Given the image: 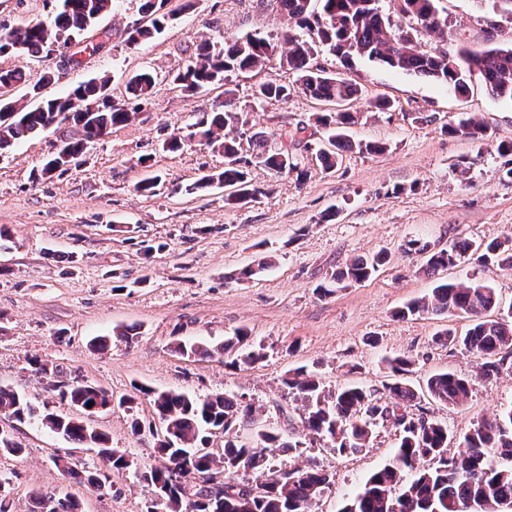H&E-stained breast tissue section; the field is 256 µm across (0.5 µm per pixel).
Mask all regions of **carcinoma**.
<instances>
[{
	"label": "carcinoma",
	"instance_id": "obj_1",
	"mask_svg": "<svg viewBox=\"0 0 512 512\" xmlns=\"http://www.w3.org/2000/svg\"><path fill=\"white\" fill-rule=\"evenodd\" d=\"M112 0H62V5L49 21H39L0 34V56L39 54L55 43H66L84 35L94 27ZM170 0H142L144 21L127 29L126 42L131 46L160 34L174 20L166 10ZM279 11L296 26L308 31L309 38L287 30L283 34L284 50L270 41L246 35L224 38L222 42L200 45L195 60L175 76L185 91L193 93L215 82L229 84L237 72L250 71L266 65L279 55L280 66L299 74V88L314 99L340 103L355 97L358 89L346 79L327 72L315 63L317 45H323L343 60L366 57L403 73L431 78L455 93L470 87L472 76H481L486 90L493 97L512 103V43L481 51L460 48L454 51L425 50L414 34L383 14L378 0H271ZM399 13L416 21L426 32L441 35L447 27L435 0H398ZM108 80L93 78L75 87L65 97L45 98L35 108L18 106L0 97V152L13 148L24 139L60 127L73 129L64 138L70 153L79 155L101 131L126 124L137 107L147 101L155 85L149 71L132 76L128 82L134 107L124 108L102 104L84 120L86 110L98 103ZM293 88L270 79L253 91L256 101L276 99L286 102ZM358 112H328L315 118L323 129L324 141L316 152L321 166L330 170L343 159V153L381 155L386 146L379 142H351L342 130L356 124ZM247 113L224 100V109L213 116H202L189 125L185 135H174L164 147L174 151L193 142H200L224 153V169L204 175L193 186L195 190L214 185L230 190L231 203L248 202L261 193L251 184L249 167L262 166L276 175L305 172L290 158L288 150L268 145V138L255 133L256 152L240 156L236 138L224 130L242 132L248 125ZM450 135L473 142L489 139L488 127L473 117L463 118L447 127ZM408 252L424 255L422 266L431 275L470 261L479 266L489 264L512 270V239L473 244L454 240L448 247L431 250L418 240L407 243ZM387 261L378 253L371 258L358 257L336 270L332 282H358L369 278ZM500 306L497 289L477 280L440 284L426 300H414L398 312L402 317L421 314H464L472 321L468 332L458 337L445 329L435 342L457 344L481 359L479 376L490 379L512 369V307L496 319L487 313ZM248 332L240 330L235 339L224 343L228 351L242 346L234 365L254 364L264 354L245 347ZM396 380L388 385L389 403L372 404V393L359 387H339L325 393L321 384L304 368H298L282 380L286 395L302 403L300 420L307 435L333 443L340 454L354 453L366 447L375 419L390 420L401 433L399 447L393 458L375 472L342 509V512H512V408L492 420L482 419L464 434L465 451L448 457V444L454 434L448 426L425 413L409 411L417 400V392L399 377L410 372L411 360L396 356L387 361ZM470 381L452 372H443L427 380L430 397L440 403L458 405L467 398ZM151 397L155 414L164 427V438L154 448L159 464L140 472V479L151 491H160L165 502L163 512H311L328 488V477L318 466L306 464L290 470L270 467L269 456L277 451L298 452L300 440L255 426L258 414L254 405L234 393L205 397H189L176 391L140 389ZM60 400L80 408L83 416L58 415L50 411L36 413L32 404L10 387L0 386V411L15 420L35 419L52 432L61 434L83 447L105 452L102 461L116 471L133 465L129 457L108 447V437L91 425L86 415L107 407V392L86 382L74 381L58 386ZM92 407H87L88 403ZM253 427L252 441L239 439L238 429ZM216 434L224 435V446L197 448ZM428 458L434 466L421 470L411 478L406 472L415 469L417 461ZM265 471L257 492L248 500L239 499L234 487L246 484L245 475L254 470ZM219 481L227 491L219 497L212 494L209 483ZM33 512H79L81 503L72 494L61 497L33 496Z\"/></svg>",
	"mask_w": 512,
	"mask_h": 512
}]
</instances>
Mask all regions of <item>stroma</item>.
<instances>
[{
	"label": "stroma",
	"mask_w": 512,
	"mask_h": 512,
	"mask_svg": "<svg viewBox=\"0 0 512 512\" xmlns=\"http://www.w3.org/2000/svg\"><path fill=\"white\" fill-rule=\"evenodd\" d=\"M182 3L170 0L177 12L173 25L137 47L127 44L126 31L142 19L140 0H113L83 38L54 46L49 56L0 57V67L22 71L10 96L26 106L34 103L33 86L64 96L99 77L108 80L112 104L123 106L131 76L146 68L158 74L142 111L92 143L67 170L39 175L62 139L54 129L0 154V227L8 232L0 240V386L64 413L69 407L60 403L52 378L103 388L117 404L93 424L135 462L126 471L108 472L94 453L76 449L39 423L0 412V428L23 448L21 456H0L13 512H31L34 494L65 492L79 498L83 512H144L151 490L138 471L154 464L156 438L146 430L133 434L131 423H156L145 394L149 388L190 396L231 391L260 408L264 428L305 439L296 404L281 384L289 371L305 367L327 391L362 386L383 403L391 381L384 360L402 355L413 363L407 381L419 393L414 413H427L455 433L512 407V371L482 379L477 358L435 343L442 329L465 333L468 319L398 315L436 283L422 272L421 256L407 252L409 240L441 248L458 238L487 242L512 236V155L496 148L512 142V103L494 98L478 81L457 94L434 80L364 57L344 61L319 48L321 66L362 90L361 99L345 105L361 114L348 131L351 140L387 147L376 157L347 153L341 165L326 171L315 158L322 130L314 118L334 111V104L299 91L285 103H255L256 84L270 78L297 82L296 72L270 61L233 76V104L247 111L254 129L294 132L288 151L307 177H277L251 167L250 178L263 195L230 204L222 187L193 189L204 174L223 169V153L197 143L174 152L162 147L171 134L186 133L190 123L220 109L225 87L190 94L172 78L201 43L247 33L272 40L286 20L257 0H196L188 10ZM56 4L0 0V33L48 20ZM437 6L447 21L445 36L422 37L426 48L512 42V15L493 0H437ZM49 71L54 78L48 82ZM376 98L390 100L392 109L367 111V100ZM463 115L482 121L491 143L449 135L446 125ZM302 125L307 135L295 132ZM152 176L160 181L157 191L139 192L138 183ZM380 251L388 260L369 279L323 292L339 267ZM269 254L273 267L241 277V270ZM470 276L497 288L503 305L512 304V271L462 264L444 273L453 281ZM127 328L135 331L129 340L120 335ZM241 329L264 357L235 368L222 345ZM96 336L109 337L107 349L90 346ZM180 342L204 351L180 354ZM33 356L55 369V376L30 366ZM441 371L469 379L464 402L443 405L428 396L427 379ZM398 442V429L381 419L359 453L339 454L330 442L316 439L303 455L278 452L270 464L289 470L317 462L330 485L313 512H341L392 459ZM67 455L78 471L111 473V494L99 495L62 475L53 459Z\"/></svg>",
	"instance_id": "35a3bbf8"
}]
</instances>
